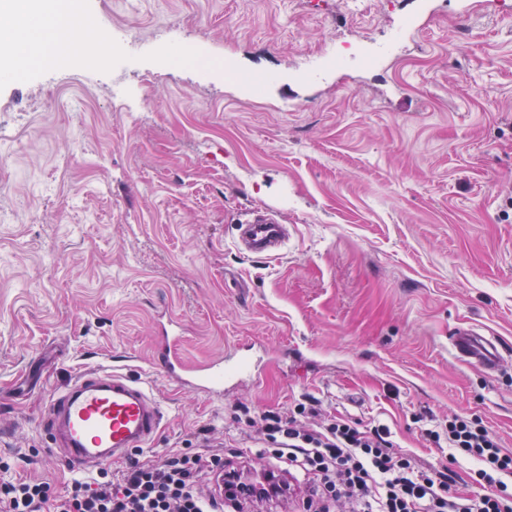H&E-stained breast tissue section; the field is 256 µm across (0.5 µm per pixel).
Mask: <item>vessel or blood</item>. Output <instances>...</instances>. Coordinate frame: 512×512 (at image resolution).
I'll use <instances>...</instances> for the list:
<instances>
[{"label": "vessel or blood", "mask_w": 512, "mask_h": 512, "mask_svg": "<svg viewBox=\"0 0 512 512\" xmlns=\"http://www.w3.org/2000/svg\"><path fill=\"white\" fill-rule=\"evenodd\" d=\"M239 247L263 257L278 256L288 233L283 225L240 224ZM453 356L485 373L499 370L505 361L499 342L472 327L452 330ZM155 368L165 379L211 396H223L224 387L241 377H255L251 361L230 350L202 368L190 366L169 351H160ZM164 410L140 382L126 373L99 368L76 376L68 388L46 402L43 423L66 465L85 474L124 459L129 450L148 445L160 431Z\"/></svg>", "instance_id": "obj_1"}]
</instances>
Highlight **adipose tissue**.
<instances>
[{
  "label": "adipose tissue",
  "instance_id": "obj_1",
  "mask_svg": "<svg viewBox=\"0 0 512 512\" xmlns=\"http://www.w3.org/2000/svg\"><path fill=\"white\" fill-rule=\"evenodd\" d=\"M80 10L79 0H0V62L25 71L31 45L56 43Z\"/></svg>",
  "mask_w": 512,
  "mask_h": 512
}]
</instances>
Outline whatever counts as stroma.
<instances>
[{
  "mask_svg": "<svg viewBox=\"0 0 512 512\" xmlns=\"http://www.w3.org/2000/svg\"><path fill=\"white\" fill-rule=\"evenodd\" d=\"M83 7L92 60L0 79V483L70 489L46 401L111 367L167 411L136 459L231 457L239 406L309 394L480 493L427 432L474 416L512 451V361L490 376L448 352L458 326L512 351V0ZM200 41L237 76L164 65ZM250 211L287 224L279 256L237 246ZM168 322L191 365L237 345L260 380L166 381Z\"/></svg>",
  "mask_w": 512,
  "mask_h": 512,
  "instance_id": "35a3bbf8",
  "label": "stroma"
}]
</instances>
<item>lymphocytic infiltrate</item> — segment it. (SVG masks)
<instances>
[{
	"instance_id": "obj_1",
	"label": "lymphocytic infiltrate",
	"mask_w": 512,
	"mask_h": 512,
	"mask_svg": "<svg viewBox=\"0 0 512 512\" xmlns=\"http://www.w3.org/2000/svg\"><path fill=\"white\" fill-rule=\"evenodd\" d=\"M319 411L309 397L292 416L261 414L259 430L276 448L262 469L225 467L206 451L168 452L158 461L132 460L120 478L74 482L52 495L46 482L0 484V512H244L254 502L300 499L302 512H512V452L481 420L456 415L430 436L453 455L475 462L483 491H458L448 469L426 472L400 450L383 424L361 428L336 419L309 429L301 419Z\"/></svg>"
}]
</instances>
